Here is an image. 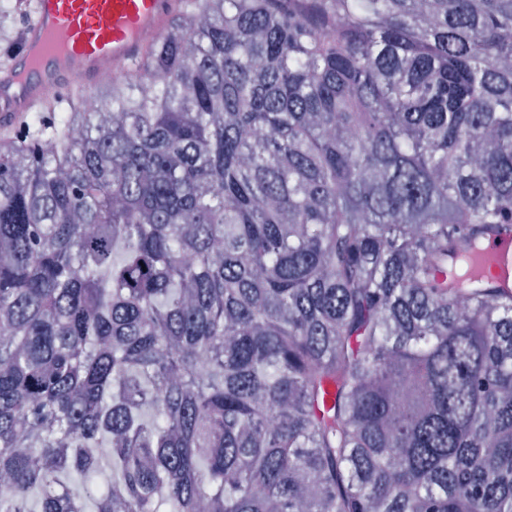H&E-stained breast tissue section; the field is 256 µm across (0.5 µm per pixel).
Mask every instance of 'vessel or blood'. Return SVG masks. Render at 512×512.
Instances as JSON below:
<instances>
[{
    "label": "vessel or blood",
    "instance_id": "obj_1",
    "mask_svg": "<svg viewBox=\"0 0 512 512\" xmlns=\"http://www.w3.org/2000/svg\"><path fill=\"white\" fill-rule=\"evenodd\" d=\"M181 0H37L0 67V128H18L21 117L50 95L64 97L95 86L101 71L124 73L155 43ZM80 83H73V76ZM492 273L512 269V226L477 242Z\"/></svg>",
    "mask_w": 512,
    "mask_h": 512
}]
</instances>
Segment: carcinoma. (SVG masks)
Segmentation results:
<instances>
[{
  "label": "carcinoma",
  "instance_id": "obj_1",
  "mask_svg": "<svg viewBox=\"0 0 512 512\" xmlns=\"http://www.w3.org/2000/svg\"><path fill=\"white\" fill-rule=\"evenodd\" d=\"M89 97L0 136V512H512V0H184ZM478 251L492 262L491 272L498 275L501 268L512 271V226L490 232L477 241Z\"/></svg>",
  "mask_w": 512,
  "mask_h": 512
}]
</instances>
